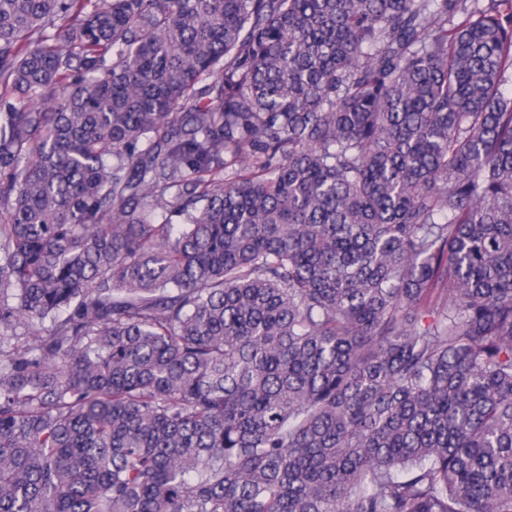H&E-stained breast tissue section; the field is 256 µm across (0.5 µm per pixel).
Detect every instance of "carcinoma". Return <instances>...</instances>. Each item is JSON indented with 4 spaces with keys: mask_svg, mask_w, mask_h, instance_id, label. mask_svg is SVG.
Here are the masks:
<instances>
[{
    "mask_svg": "<svg viewBox=\"0 0 512 512\" xmlns=\"http://www.w3.org/2000/svg\"><path fill=\"white\" fill-rule=\"evenodd\" d=\"M512 0H0V512H512Z\"/></svg>",
    "mask_w": 512,
    "mask_h": 512,
    "instance_id": "carcinoma-1",
    "label": "carcinoma"
}]
</instances>
